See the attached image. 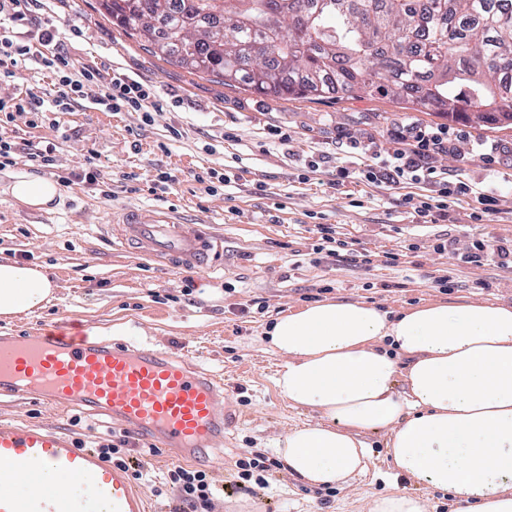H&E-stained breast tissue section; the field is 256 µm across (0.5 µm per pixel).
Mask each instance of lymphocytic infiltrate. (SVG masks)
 Instances as JSON below:
<instances>
[{
    "mask_svg": "<svg viewBox=\"0 0 512 512\" xmlns=\"http://www.w3.org/2000/svg\"><path fill=\"white\" fill-rule=\"evenodd\" d=\"M28 5L29 0H0V20L9 22L11 26L10 31L0 33V77H14L15 66L30 60L56 76L57 90L49 101L33 91L24 98L1 100L0 113L4 115L27 112L39 117L52 109H67L83 96L88 84L102 81L99 71L89 68L74 70L64 52L44 53V46L57 41L59 32L49 23L34 25ZM104 83L99 102L107 111L148 112L153 91L147 85L119 72L113 73ZM394 138L398 143L397 149L383 157L378 156L371 146L357 145L356 153L361 163L359 172L366 181H379L395 187L422 182L438 184L441 199L437 203H417L409 195L404 198L420 217L434 223L444 218L446 198L471 196L481 204L488 201L489 196L482 189L462 180L447 181L431 165L432 155L448 147L447 129H403L395 132ZM435 249L449 252L467 264L481 266L493 262L512 268V242L469 240L451 235L439 240ZM132 477L155 496L167 493L176 496L182 512H211L213 508V484L209 470L174 463L166 474L155 475L151 468L143 466L135 469Z\"/></svg>",
    "mask_w": 512,
    "mask_h": 512,
    "instance_id": "obj_1",
    "label": "lymphocytic infiltrate"
}]
</instances>
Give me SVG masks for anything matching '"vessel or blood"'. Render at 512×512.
Here are the masks:
<instances>
[{"mask_svg": "<svg viewBox=\"0 0 512 512\" xmlns=\"http://www.w3.org/2000/svg\"><path fill=\"white\" fill-rule=\"evenodd\" d=\"M107 230L188 272L211 269L220 248L207 225L177 223L163 209L124 210ZM0 390L105 414L132 441L203 464L232 422L224 384L212 373L134 337H102L76 320L27 336L1 333ZM56 471L68 487L46 486ZM0 512H147V503L128 471L73 436L0 420Z\"/></svg>", "mask_w": 512, "mask_h": 512, "instance_id": "vessel-or-blood-1", "label": "vessel or blood"}]
</instances>
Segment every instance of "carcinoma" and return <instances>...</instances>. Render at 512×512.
<instances>
[{
    "label": "carcinoma",
    "instance_id": "cac0c4a2",
    "mask_svg": "<svg viewBox=\"0 0 512 512\" xmlns=\"http://www.w3.org/2000/svg\"><path fill=\"white\" fill-rule=\"evenodd\" d=\"M150 52L266 97L375 92L512 128V0H98Z\"/></svg>",
    "mask_w": 512,
    "mask_h": 512
}]
</instances>
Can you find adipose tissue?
<instances>
[{"instance_id":"obj_1","label":"adipose tissue","mask_w":512,"mask_h":512,"mask_svg":"<svg viewBox=\"0 0 512 512\" xmlns=\"http://www.w3.org/2000/svg\"><path fill=\"white\" fill-rule=\"evenodd\" d=\"M10 193L43 211L59 188L21 173ZM54 288L41 266L0 262V316L42 306ZM268 336L284 358L280 394L322 417L278 441L288 472L347 482L371 462L366 434L384 432L392 477L452 492L464 512H512V308L432 302L393 315L324 300L278 315Z\"/></svg>"}]
</instances>
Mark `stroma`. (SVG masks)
Instances as JSON below:
<instances>
[{"label":"stroma","mask_w":512,"mask_h":512,"mask_svg":"<svg viewBox=\"0 0 512 512\" xmlns=\"http://www.w3.org/2000/svg\"><path fill=\"white\" fill-rule=\"evenodd\" d=\"M96 5L33 0L31 10L36 20L57 25L75 67L104 75L116 69L148 84L151 118L105 110L100 87L92 85L70 111L36 120L17 112L0 125V135L17 143H54L56 164L45 175L71 180L52 210L36 211L8 192L17 174L33 170L25 151L0 171V260L40 265L57 285L43 308L0 318V332L24 334L73 318L115 340L136 334L223 379L238 421L217 450L224 466L213 473L212 512H368L374 499L397 492L424 498L428 512H460L453 493L388 477L382 433L366 437L374 455L369 472L330 487L282 469L267 487L240 491L236 462L251 450L275 456L280 437L320 419L316 411L291 408L274 384L283 358L266 331L276 316L326 299L372 303L393 313L432 302L489 300L512 307V271L464 264L432 248L450 232L512 239V194L506 192L512 187V129L451 123L381 96L274 100L229 87L152 57L101 17ZM32 89L52 98L55 77L31 61L15 77L0 79L6 101ZM400 125L448 128L452 148L435 155L434 165L449 180L504 189L493 213L481 217L480 204L462 197L449 200L447 220L431 224L403 198L438 197V185L398 189L361 180L338 135L391 151L390 133ZM274 128L287 133V143L271 136ZM90 166L98 172L93 185L76 178ZM341 166L349 170L342 180L336 177ZM209 169L230 176V184L205 192L197 176ZM162 170L175 181L157 194L152 187ZM129 205L168 208L186 223L211 225L223 236L224 251L200 274L140 259L102 232L113 211ZM321 224L352 241L359 261L314 253ZM387 251L399 253L397 265H383ZM189 285L192 296L182 297ZM0 418L46 425L88 445L113 427L110 417L82 407L56 409L2 394Z\"/></svg>","instance_id":"obj_1"}]
</instances>
